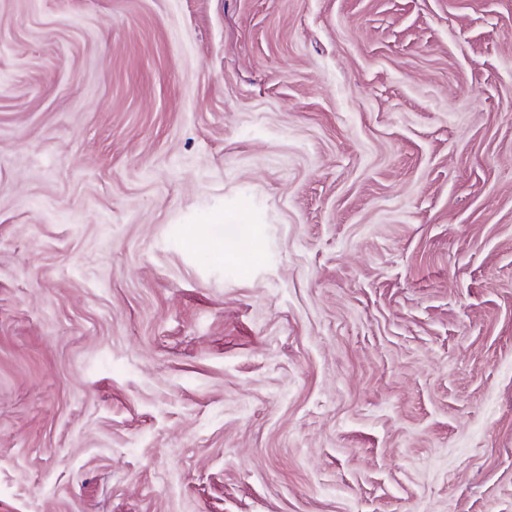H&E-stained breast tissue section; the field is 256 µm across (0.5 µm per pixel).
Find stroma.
I'll return each mask as SVG.
<instances>
[{"label": "stroma", "mask_w": 512, "mask_h": 512, "mask_svg": "<svg viewBox=\"0 0 512 512\" xmlns=\"http://www.w3.org/2000/svg\"><path fill=\"white\" fill-rule=\"evenodd\" d=\"M0 512H512V0H0Z\"/></svg>", "instance_id": "1"}]
</instances>
